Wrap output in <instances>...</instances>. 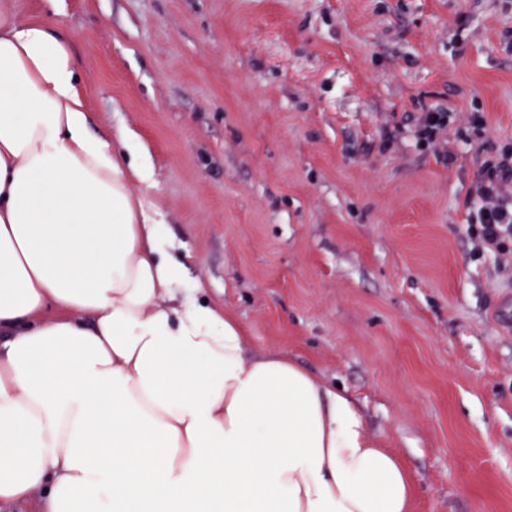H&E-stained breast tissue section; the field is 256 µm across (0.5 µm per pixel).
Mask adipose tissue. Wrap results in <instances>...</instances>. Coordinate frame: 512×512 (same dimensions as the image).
Returning a JSON list of instances; mask_svg holds the SVG:
<instances>
[{"mask_svg": "<svg viewBox=\"0 0 512 512\" xmlns=\"http://www.w3.org/2000/svg\"><path fill=\"white\" fill-rule=\"evenodd\" d=\"M47 21H0V503L41 512H412L355 402L205 302L89 129Z\"/></svg>", "mask_w": 512, "mask_h": 512, "instance_id": "ef3b65f1", "label": "adipose tissue"}]
</instances>
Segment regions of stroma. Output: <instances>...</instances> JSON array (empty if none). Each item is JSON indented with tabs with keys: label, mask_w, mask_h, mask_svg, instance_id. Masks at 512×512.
Segmentation results:
<instances>
[{
	"label": "stroma",
	"mask_w": 512,
	"mask_h": 512,
	"mask_svg": "<svg viewBox=\"0 0 512 512\" xmlns=\"http://www.w3.org/2000/svg\"><path fill=\"white\" fill-rule=\"evenodd\" d=\"M69 36L93 133L255 352L340 384L413 512H512V253L469 231L512 149V0H0ZM451 114L447 154L417 118ZM484 114L486 126L468 124Z\"/></svg>",
	"instance_id": "1"
}]
</instances>
